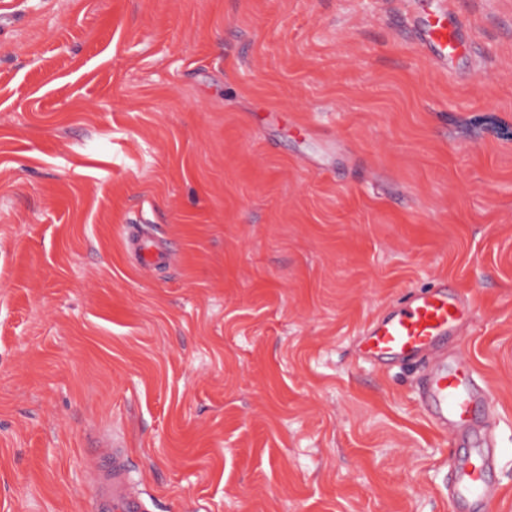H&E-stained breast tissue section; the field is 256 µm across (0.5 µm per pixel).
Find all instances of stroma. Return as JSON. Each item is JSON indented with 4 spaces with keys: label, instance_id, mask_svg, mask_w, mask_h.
I'll use <instances>...</instances> for the list:
<instances>
[{
    "label": "stroma",
    "instance_id": "35a3bbf8",
    "mask_svg": "<svg viewBox=\"0 0 512 512\" xmlns=\"http://www.w3.org/2000/svg\"><path fill=\"white\" fill-rule=\"evenodd\" d=\"M439 279L512 507V0H0V512H84L93 426L153 512H448L359 352ZM442 16L426 19L421 31L422 42L435 45L444 58L452 56L460 46L458 33L454 26ZM124 246L126 251L135 257L138 267L144 271L167 260V254L164 251L147 246L134 232L124 234Z\"/></svg>",
    "mask_w": 512,
    "mask_h": 512
}]
</instances>
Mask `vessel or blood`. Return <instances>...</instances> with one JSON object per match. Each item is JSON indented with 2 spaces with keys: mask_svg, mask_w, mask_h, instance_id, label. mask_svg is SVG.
Returning <instances> with one entry per match:
<instances>
[{
  "mask_svg": "<svg viewBox=\"0 0 512 512\" xmlns=\"http://www.w3.org/2000/svg\"><path fill=\"white\" fill-rule=\"evenodd\" d=\"M424 44L437 46L442 57L459 47L458 33L443 17L426 20ZM126 251L141 270L166 262L164 251L147 246L135 233L124 235ZM470 308L463 295L446 286L409 298L397 311L377 317L360 331L366 360L420 362L424 375L419 399L433 426L464 443L452 454L448 499L452 512H487L497 496L488 474L497 464L491 440L495 410L487 383L470 362L449 358L448 335ZM91 441L105 451L89 471L91 512H151L149 501L133 490L128 457L118 438L92 431Z\"/></svg>",
  "mask_w": 512,
  "mask_h": 512,
  "instance_id": "1",
  "label": "vessel or blood"
}]
</instances>
